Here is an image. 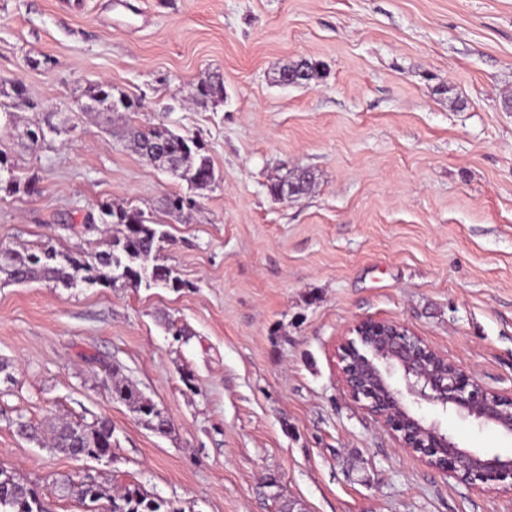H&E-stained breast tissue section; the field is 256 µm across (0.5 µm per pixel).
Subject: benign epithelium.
<instances>
[{
	"mask_svg": "<svg viewBox=\"0 0 512 512\" xmlns=\"http://www.w3.org/2000/svg\"><path fill=\"white\" fill-rule=\"evenodd\" d=\"M347 396L387 430L398 447L469 488L512 492V458L462 448L434 420L413 411L427 402L512 434V392L479 384L407 325L360 319L337 344Z\"/></svg>",
	"mask_w": 512,
	"mask_h": 512,
	"instance_id": "1",
	"label": "benign epithelium"
}]
</instances>
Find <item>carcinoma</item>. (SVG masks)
Instances as JSON below:
<instances>
[{"label":"carcinoma","mask_w":512,"mask_h":512,"mask_svg":"<svg viewBox=\"0 0 512 512\" xmlns=\"http://www.w3.org/2000/svg\"><path fill=\"white\" fill-rule=\"evenodd\" d=\"M88 102L83 109L87 112H110L112 101L117 99L113 87L100 82L88 88L85 93ZM224 100V83L220 75L214 74L196 88L195 101L198 104L218 103ZM154 138L168 148L173 161L172 176L187 183L192 190H203L216 182V174L205 147L182 150L187 137L166 126L151 127L135 132L133 144L136 151L155 165L157 157L148 155L149 139ZM27 194L38 192L36 181L25 186L13 180L12 164L6 153L0 151V191ZM91 224L100 222L115 226V233L102 250L72 253L43 244L36 249H14L0 246V276L23 284L35 281L53 283L65 288H76L81 284H99L116 288L147 287L169 288L178 291L186 283L176 271L165 265L153 264L151 259L161 248L165 234L150 222L139 210L125 209L110 202L98 207V215H88ZM109 391L111 398L124 403L150 430L166 434L170 422L164 413L151 401L145 399L136 386L119 376V370L111 372ZM49 447L72 458H86L97 448L112 451V422L99 417L90 423H73L59 420L51 424ZM73 494L80 501L108 502V512H181L173 503L154 498L138 487L126 488L119 496L112 495L107 482L94 479L76 482L70 478L55 481L50 492ZM0 512H51L47 494L19 481L14 471L0 464Z\"/></svg>","instance_id":"carcinoma-1"}]
</instances>
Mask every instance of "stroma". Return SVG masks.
I'll use <instances>...</instances> for the list:
<instances>
[{"mask_svg": "<svg viewBox=\"0 0 512 512\" xmlns=\"http://www.w3.org/2000/svg\"><path fill=\"white\" fill-rule=\"evenodd\" d=\"M309 60L321 75L277 84ZM224 80L198 105L197 84ZM107 82L135 112L84 111ZM26 102L0 150L34 194L0 191V242L101 246L109 201L166 239L184 289L0 285V463L31 487L136 485L182 512H512L398 448L344 393L336 342L362 318L408 325L482 385L512 390V0H0V87ZM63 132L32 145L27 128ZM164 125L219 176L189 192L133 147ZM311 192L271 196L276 178ZM170 421L111 399L105 365ZM460 447L512 437L421 404ZM112 422V453L76 460L17 419ZM224 100V83L219 74L210 76L196 88L195 101L207 105L209 102L218 103Z\"/></svg>", "mask_w": 512, "mask_h": 512, "instance_id": "35a3bbf8", "label": "stroma"}]
</instances>
